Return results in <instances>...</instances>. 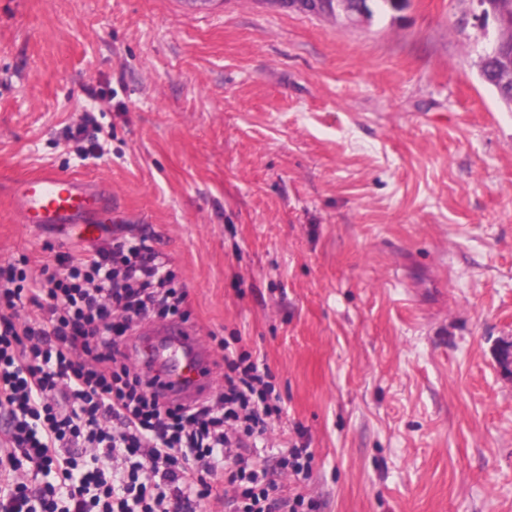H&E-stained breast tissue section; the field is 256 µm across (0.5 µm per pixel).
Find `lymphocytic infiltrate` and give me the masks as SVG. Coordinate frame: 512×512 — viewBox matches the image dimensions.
<instances>
[{"label":"lymphocytic infiltrate","instance_id":"obj_1","mask_svg":"<svg viewBox=\"0 0 512 512\" xmlns=\"http://www.w3.org/2000/svg\"><path fill=\"white\" fill-rule=\"evenodd\" d=\"M154 241L0 262V512H318L288 486L310 449L255 457L283 409L250 350L208 335L219 385L190 404L150 376L142 330L187 320Z\"/></svg>","mask_w":512,"mask_h":512}]
</instances>
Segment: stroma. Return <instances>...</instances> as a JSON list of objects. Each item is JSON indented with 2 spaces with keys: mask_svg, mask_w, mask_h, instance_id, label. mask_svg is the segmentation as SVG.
Segmentation results:
<instances>
[{
  "mask_svg": "<svg viewBox=\"0 0 512 512\" xmlns=\"http://www.w3.org/2000/svg\"><path fill=\"white\" fill-rule=\"evenodd\" d=\"M476 0L357 23L271 0H0V258L32 174L97 176L189 322L269 367L320 512H512V111ZM92 112L100 149L66 128ZM488 53H489V51H487L481 58H486ZM486 59L487 60L485 61L484 65L481 67L479 66V76L485 83H487L488 85L495 88V90L498 94L499 100L504 99L506 101V105L503 102H501V101L500 102L505 107L508 108L509 101H511V91L510 90L504 91L500 87L498 82L502 86L509 87V88L511 87V90H512V68H507V67L499 68L497 70V74H496L497 80H498V82H497L493 73L496 68V64L500 60L498 58H495L493 61L490 58H486Z\"/></svg>",
  "mask_w": 512,
  "mask_h": 512,
  "instance_id": "1",
  "label": "stroma"
}]
</instances>
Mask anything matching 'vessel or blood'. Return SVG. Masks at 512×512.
I'll return each mask as SVG.
<instances>
[{
  "label": "vessel or blood",
  "instance_id": "b4317fda",
  "mask_svg": "<svg viewBox=\"0 0 512 512\" xmlns=\"http://www.w3.org/2000/svg\"><path fill=\"white\" fill-rule=\"evenodd\" d=\"M16 210L20 223L44 234L77 227L82 239L98 238L112 213V191L100 182L45 172L17 182ZM143 350L164 392L189 402L214 384L213 351L200 345L192 328L154 325L143 331Z\"/></svg>",
  "mask_w": 512,
  "mask_h": 512
}]
</instances>
